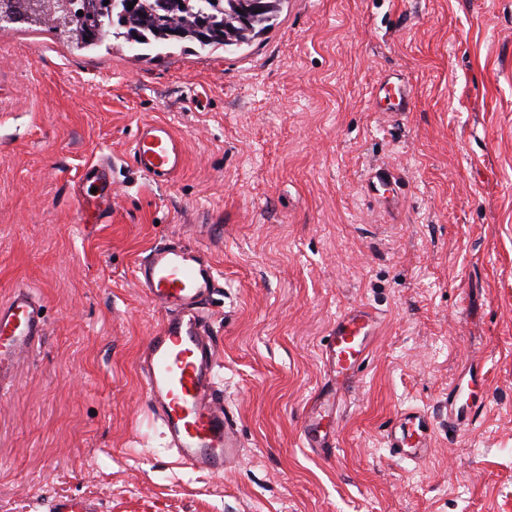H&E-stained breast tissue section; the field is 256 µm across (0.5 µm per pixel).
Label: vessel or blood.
Here are the masks:
<instances>
[{"mask_svg":"<svg viewBox=\"0 0 512 512\" xmlns=\"http://www.w3.org/2000/svg\"><path fill=\"white\" fill-rule=\"evenodd\" d=\"M392 112L407 111L411 89L392 76L380 89ZM130 156L138 170L163 184L179 172L184 145L172 129L141 122ZM75 193L89 224L112 221V163L100 159L81 170ZM134 278L161 321L139 353V366L153 416L179 463L196 472L214 473L239 458L242 442L233 412L225 407L216 381L217 349L209 303L221 283L203 252L181 242L155 245L134 267ZM44 304L31 289L15 288L0 304V385L10 381L19 359L44 335ZM379 326L371 308L355 305L336 319L321 352L327 375L301 420L307 448L323 457L336 453L343 402L366 360ZM431 422L420 409L397 415L386 435L394 456L417 461L428 450Z\"/></svg>","mask_w":512,"mask_h":512,"instance_id":"b4317fda","label":"vessel or blood"}]
</instances>
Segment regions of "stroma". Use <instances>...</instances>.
I'll return each mask as SVG.
<instances>
[{
  "label": "stroma",
  "instance_id": "stroma-1",
  "mask_svg": "<svg viewBox=\"0 0 512 512\" xmlns=\"http://www.w3.org/2000/svg\"><path fill=\"white\" fill-rule=\"evenodd\" d=\"M407 112L373 92L389 73ZM182 139L164 185L131 163L141 121ZM112 160V221L83 224L85 164ZM395 176L370 193L365 178ZM199 247L242 457L182 468L138 355L160 321L133 268ZM25 286L47 330L0 392V512H512V0H287L252 47L135 56L0 30V302ZM381 317L335 457L300 422L336 318ZM471 379L476 423L449 428ZM424 410L425 458L391 455ZM388 101V107L384 110L388 112H406L411 104L410 86L398 76H390L378 92L377 98ZM430 432L431 422L425 411L406 409L396 416L387 432V447L400 459L420 460L427 453Z\"/></svg>",
  "mask_w": 512,
  "mask_h": 512
}]
</instances>
